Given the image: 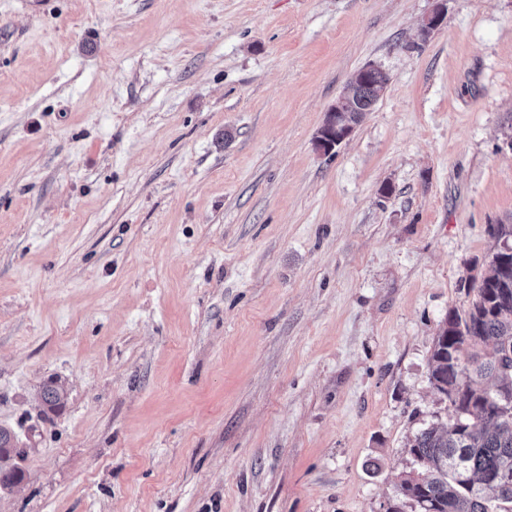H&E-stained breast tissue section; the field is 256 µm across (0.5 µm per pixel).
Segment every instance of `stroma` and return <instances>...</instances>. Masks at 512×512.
<instances>
[{
    "instance_id": "stroma-1",
    "label": "stroma",
    "mask_w": 512,
    "mask_h": 512,
    "mask_svg": "<svg viewBox=\"0 0 512 512\" xmlns=\"http://www.w3.org/2000/svg\"><path fill=\"white\" fill-rule=\"evenodd\" d=\"M493 224L512 0H0V512H388ZM377 67L374 64L365 65L354 74V79L358 76L372 73ZM388 80L387 75L380 68L367 78L359 77V87L355 93L354 108L350 112H344L348 98L352 95V91H350L347 94L341 95L329 112H344L336 114L340 124L348 125L350 129L356 128L362 122L364 114L373 109ZM340 124L337 120L331 118L324 127H321L315 137V145L318 150L329 154L352 135L353 131H346L343 126L340 127ZM14 432L7 427H0V488H10L25 478V472L18 467L15 459L20 454L13 455L16 450L11 446Z\"/></svg>"
}]
</instances>
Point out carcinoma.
<instances>
[{
	"label": "carcinoma",
	"instance_id": "1",
	"mask_svg": "<svg viewBox=\"0 0 512 512\" xmlns=\"http://www.w3.org/2000/svg\"><path fill=\"white\" fill-rule=\"evenodd\" d=\"M388 83L382 69L359 78L354 108L338 113L340 124L357 127L374 107ZM495 241L489 271L472 280L475 298L461 312L452 310L440 327L429 362L430 380L450 404L462 395L466 406L455 409L448 422L419 430L410 441L417 469L401 480L400 502L389 512H512V415H501L496 390L512 389V224L490 225ZM490 342L489 355L471 354L463 362L464 345ZM40 396L44 413H56L65 403L55 381L44 383ZM14 432L0 427V488L25 478L18 467Z\"/></svg>",
	"mask_w": 512,
	"mask_h": 512
}]
</instances>
